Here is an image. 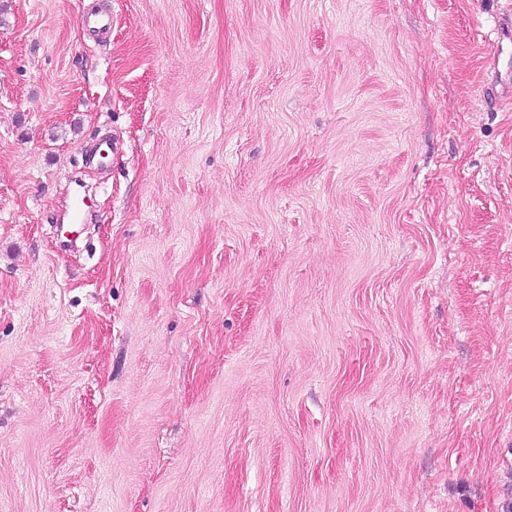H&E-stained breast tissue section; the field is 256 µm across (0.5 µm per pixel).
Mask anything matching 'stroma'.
<instances>
[{"mask_svg":"<svg viewBox=\"0 0 512 512\" xmlns=\"http://www.w3.org/2000/svg\"><path fill=\"white\" fill-rule=\"evenodd\" d=\"M511 23L0 0V512H506Z\"/></svg>","mask_w":512,"mask_h":512,"instance_id":"stroma-1","label":"stroma"}]
</instances>
